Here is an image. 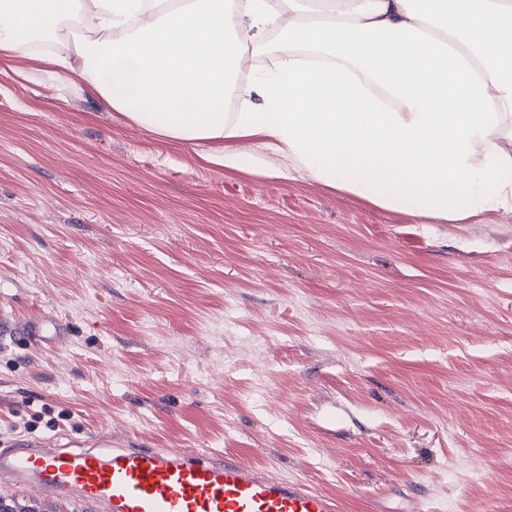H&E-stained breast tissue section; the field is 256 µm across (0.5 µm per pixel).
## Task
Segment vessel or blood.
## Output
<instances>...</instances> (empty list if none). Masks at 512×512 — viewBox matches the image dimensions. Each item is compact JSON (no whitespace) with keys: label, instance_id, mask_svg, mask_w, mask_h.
<instances>
[{"label":"vessel or blood","instance_id":"vessel-or-blood-1","mask_svg":"<svg viewBox=\"0 0 512 512\" xmlns=\"http://www.w3.org/2000/svg\"><path fill=\"white\" fill-rule=\"evenodd\" d=\"M0 486L93 512H339L331 495L231 456L134 448L105 435L69 448L33 437L2 449Z\"/></svg>","mask_w":512,"mask_h":512}]
</instances>
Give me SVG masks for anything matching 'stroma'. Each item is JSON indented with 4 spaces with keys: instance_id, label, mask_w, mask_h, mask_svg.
Instances as JSON below:
<instances>
[{
    "instance_id": "35a3bbf8",
    "label": "stroma",
    "mask_w": 512,
    "mask_h": 512,
    "mask_svg": "<svg viewBox=\"0 0 512 512\" xmlns=\"http://www.w3.org/2000/svg\"><path fill=\"white\" fill-rule=\"evenodd\" d=\"M202 150L0 69V319L43 323L0 332V448L33 418L234 455L341 512H512V213L420 224Z\"/></svg>"
}]
</instances>
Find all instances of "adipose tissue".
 Segmentation results:
<instances>
[{
    "instance_id": "obj_1",
    "label": "adipose tissue",
    "mask_w": 512,
    "mask_h": 512,
    "mask_svg": "<svg viewBox=\"0 0 512 512\" xmlns=\"http://www.w3.org/2000/svg\"><path fill=\"white\" fill-rule=\"evenodd\" d=\"M272 35L287 52L248 73ZM38 39L132 124L222 142L224 170L248 141L255 173L378 208L512 212V0H0V60Z\"/></svg>"
}]
</instances>
